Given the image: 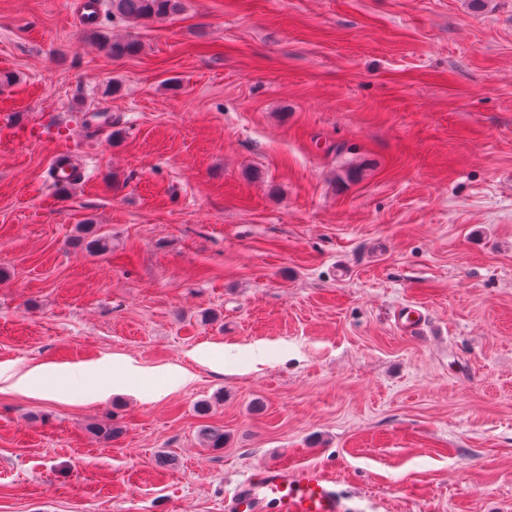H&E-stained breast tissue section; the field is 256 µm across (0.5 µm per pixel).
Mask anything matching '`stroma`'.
<instances>
[{"mask_svg": "<svg viewBox=\"0 0 512 512\" xmlns=\"http://www.w3.org/2000/svg\"><path fill=\"white\" fill-rule=\"evenodd\" d=\"M3 73L0 371L43 376L0 382V512H224L269 462L512 512V0H0ZM100 360L152 377L54 399ZM182 0H109L112 15L130 24H140L178 13Z\"/></svg>", "mask_w": 512, "mask_h": 512, "instance_id": "1", "label": "stroma"}]
</instances>
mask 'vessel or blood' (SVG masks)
I'll use <instances>...</instances> for the list:
<instances>
[{
    "label": "vessel or blood",
    "mask_w": 512,
    "mask_h": 512,
    "mask_svg": "<svg viewBox=\"0 0 512 512\" xmlns=\"http://www.w3.org/2000/svg\"><path fill=\"white\" fill-rule=\"evenodd\" d=\"M225 512H359L352 496L323 469L291 470L275 463L258 468L224 503Z\"/></svg>",
    "instance_id": "obj_1"
}]
</instances>
